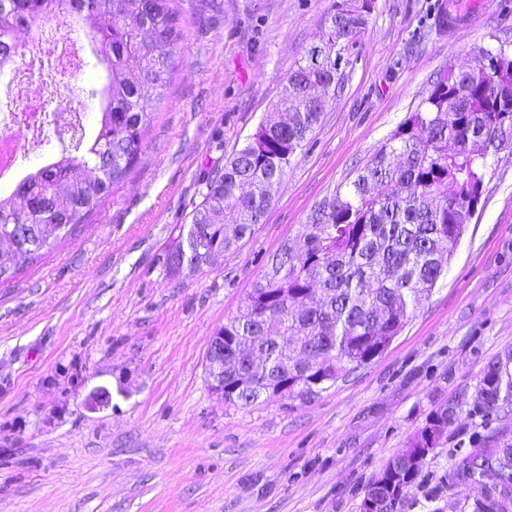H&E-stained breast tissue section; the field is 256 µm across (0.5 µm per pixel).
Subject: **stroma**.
<instances>
[{
    "mask_svg": "<svg viewBox=\"0 0 512 512\" xmlns=\"http://www.w3.org/2000/svg\"><path fill=\"white\" fill-rule=\"evenodd\" d=\"M434 0H374L309 144L254 234L198 272L168 255L204 169L253 134L320 43L334 0H182L176 68L139 160L88 224L0 283V512H359L368 484L429 412L512 349V154L489 159L478 211L431 298L389 347L311 402L248 407L212 393V336L312 210L474 50L512 51V0L442 31ZM71 91L100 86L92 42ZM69 95L59 97L69 107ZM481 416L449 428L408 491L426 498Z\"/></svg>",
    "mask_w": 512,
    "mask_h": 512,
    "instance_id": "obj_1",
    "label": "stroma"
}]
</instances>
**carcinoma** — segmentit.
Returning <instances> with one entry per match:
<instances>
[{
  "instance_id": "carcinoma-1",
  "label": "carcinoma",
  "mask_w": 512,
  "mask_h": 512,
  "mask_svg": "<svg viewBox=\"0 0 512 512\" xmlns=\"http://www.w3.org/2000/svg\"><path fill=\"white\" fill-rule=\"evenodd\" d=\"M367 2L333 5L322 45L288 72L274 112L224 165L203 174L187 240L227 252L254 232L271 188L336 92V58L343 43L358 44ZM57 19L84 24L99 46L105 83L89 94L100 96L103 112L92 141L71 140L60 159L0 195V226L31 225L20 243L30 260L50 253L58 234L87 223L135 167L182 38L177 0H0V70L17 58L19 29L41 31ZM433 20L446 29L455 16L437 0ZM314 86L325 89L324 100L306 92ZM504 136H512V58L497 75L485 73L476 56L463 72L436 76L371 161L268 260L246 294L248 318L230 317L217 331L224 349L246 339L250 353L242 373L224 364V402L251 406L284 385L289 399L312 401L381 355L443 278L466 230L453 198L483 194L487 160ZM168 263L174 273L200 270L188 246H176ZM472 414L500 424L472 438L474 451L453 455L438 496L451 503L477 484L464 512H512V349L487 363L474 396L464 390L437 405L409 447H439L448 428ZM421 472L408 450L391 458L365 491L372 512H406Z\"/></svg>"
}]
</instances>
